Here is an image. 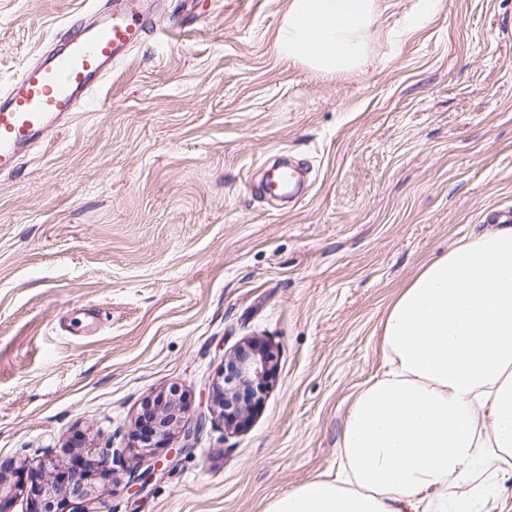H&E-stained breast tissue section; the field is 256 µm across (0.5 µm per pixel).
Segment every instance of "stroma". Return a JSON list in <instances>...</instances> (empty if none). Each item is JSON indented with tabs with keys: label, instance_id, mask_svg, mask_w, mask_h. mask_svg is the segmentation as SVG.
<instances>
[{
	"label": "stroma",
	"instance_id": "stroma-1",
	"mask_svg": "<svg viewBox=\"0 0 512 512\" xmlns=\"http://www.w3.org/2000/svg\"><path fill=\"white\" fill-rule=\"evenodd\" d=\"M113 67L76 122L0 174V466L112 450L108 512H265L335 472L382 370L397 294L463 237L512 220V0H379L360 68L281 59L289 0H200ZM90 0H0V88ZM308 169L292 205L259 188ZM270 342L249 426L213 417L134 495L145 404L210 410L224 356Z\"/></svg>",
	"mask_w": 512,
	"mask_h": 512
}]
</instances>
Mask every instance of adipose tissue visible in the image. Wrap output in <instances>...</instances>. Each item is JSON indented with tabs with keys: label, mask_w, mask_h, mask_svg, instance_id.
Returning a JSON list of instances; mask_svg holds the SVG:
<instances>
[{
	"label": "adipose tissue",
	"mask_w": 512,
	"mask_h": 512,
	"mask_svg": "<svg viewBox=\"0 0 512 512\" xmlns=\"http://www.w3.org/2000/svg\"><path fill=\"white\" fill-rule=\"evenodd\" d=\"M378 13V0H290L277 52L320 72L359 67ZM382 345L335 477L265 512H487L512 461V225L424 265L392 302Z\"/></svg>",
	"instance_id": "obj_1"
}]
</instances>
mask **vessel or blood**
Returning a JSON list of instances; mask_svg holds the SVG:
<instances>
[{"label": "vessel or blood", "mask_w": 512, "mask_h": 512, "mask_svg": "<svg viewBox=\"0 0 512 512\" xmlns=\"http://www.w3.org/2000/svg\"><path fill=\"white\" fill-rule=\"evenodd\" d=\"M99 12L101 22L66 27L0 90V174L15 171L47 132L66 127L113 66L157 25L149 0H105Z\"/></svg>", "instance_id": "b4317fda"}]
</instances>
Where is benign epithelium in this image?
<instances>
[{
	"instance_id": "7a95c632",
	"label": "benign epithelium",
	"mask_w": 512,
	"mask_h": 512,
	"mask_svg": "<svg viewBox=\"0 0 512 512\" xmlns=\"http://www.w3.org/2000/svg\"><path fill=\"white\" fill-rule=\"evenodd\" d=\"M276 362L271 345L257 338L242 341L224 360L222 380L213 386V411L224 419L225 426L241 430L248 425L253 407L260 402L258 393L266 390L275 379ZM155 437L159 442L179 433L184 444H189L206 426L204 413L185 420L180 409L168 399L155 402ZM86 466L63 469L56 461L47 459L31 482V512H63V506L75 499L82 512H102L97 480L110 476L109 462L105 453L94 447L83 449ZM160 464L145 454L138 456L133 469L136 482L144 485L157 476ZM16 486L0 472V512H10Z\"/></svg>"
}]
</instances>
